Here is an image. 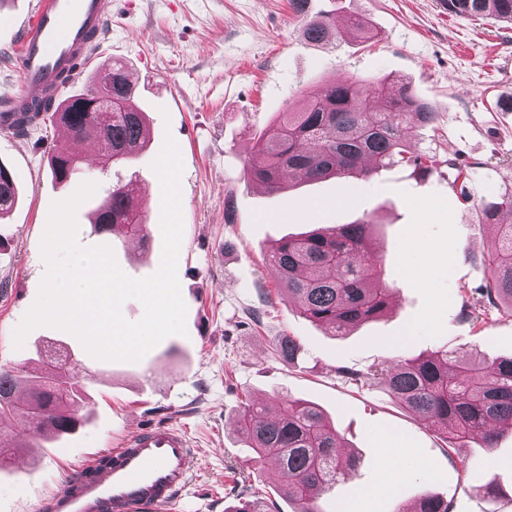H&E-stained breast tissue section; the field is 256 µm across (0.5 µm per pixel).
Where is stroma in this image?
<instances>
[{
  "instance_id": "1",
  "label": "stroma",
  "mask_w": 512,
  "mask_h": 512,
  "mask_svg": "<svg viewBox=\"0 0 512 512\" xmlns=\"http://www.w3.org/2000/svg\"><path fill=\"white\" fill-rule=\"evenodd\" d=\"M33 0H0V103L21 77L15 57ZM332 20L337 38L308 41V22ZM362 22L374 38L347 29ZM123 60L136 78L138 108L150 141L131 160L109 164L79 149L77 179L55 180L49 149L62 144L53 123L28 135L0 131V164L21 192L0 217V367H38L43 350L72 345L90 380L80 413L85 425L27 456L26 466L0 468V512H46L63 478L98 451L115 448L141 425L184 427L197 458L181 512H224L236 498L260 493L276 512H298L276 488L272 463H258L237 433L245 400L278 409L279 397L317 405L335 424L356 466L316 499L317 512H412L432 494L453 512H512V432L494 447L480 438L451 446L372 384L354 385L338 372L367 370L385 360L439 348L477 353L491 363L512 356V315H463L489 269L481 261L495 237L478 223L481 199L512 193V26L440 10L436 0H112V21L76 88L96 67ZM353 77L405 82L440 113L435 128L412 130V151L432 149L444 167L425 177L395 167L363 177L297 182L264 192L246 161L256 139L280 112L322 84ZM183 160L184 233L177 274L187 305L186 335L165 338L136 362L88 355L72 334L31 331L22 348L13 330L35 301L46 265L40 252L52 202L80 183L98 188L76 212L78 241L110 246L129 276L153 274L162 258L161 188L151 164L166 135ZM468 178L454 182L453 168ZM143 196L149 240L95 233L93 210L115 183ZM368 221L394 288L379 319L335 336L288 302L267 263L279 240L321 227ZM300 344L294 363L274 354L280 337ZM406 449L393 470L385 451ZM495 475L497 489L476 488Z\"/></svg>"
}]
</instances>
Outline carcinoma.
<instances>
[{
	"label": "carcinoma",
	"instance_id": "carcinoma-1",
	"mask_svg": "<svg viewBox=\"0 0 512 512\" xmlns=\"http://www.w3.org/2000/svg\"><path fill=\"white\" fill-rule=\"evenodd\" d=\"M448 12L464 18L489 17L512 24V0H445ZM333 35L327 21H312L305 37L323 43ZM112 75L107 94H100L102 74ZM120 60L99 70L93 82L50 108L52 101L34 103L16 114L13 133L26 135L37 125L62 117L88 146L101 139L112 142V162H124L141 150L149 137L144 115L134 105L135 90ZM437 108L419 98L403 83L394 89L382 80L364 83L353 78L328 83L303 99L295 110L283 113L258 141L248 157L251 178L270 192L288 189L295 179L320 181L349 176L367 177L394 166L413 168L423 177L441 161L428 152L413 153L406 140L415 128L434 127ZM49 164L56 179L78 173L80 159L66 148L53 146ZM18 189L11 173L0 165V215L12 209ZM512 213V194L481 206L478 223L496 226V240L482 261L490 277L478 306L467 305L464 316L481 315L480 308L503 305L512 314V224L502 220ZM94 231L119 234L144 242L148 225L141 202L129 185L115 184L99 203L92 222ZM270 265L288 301L309 320L344 336L356 326L381 317L389 306L391 289L382 277L377 243L366 221L317 229L302 238L282 240L273 249ZM299 344L284 336L275 352L285 363L294 362ZM338 372L355 384H381L409 413L426 425L449 432L454 443L482 434L491 448L498 428L512 429V356L492 364L475 357L437 350L424 358L392 360L358 372L341 367ZM71 367L46 366L35 372L0 368V425L24 420L30 413L29 441H6L0 436V454L14 455L50 437L59 421L80 420L78 383L63 375ZM42 380L24 400L13 391L32 378ZM239 432L256 457L270 460L283 475L278 492L302 505L301 512H315L311 504L343 478L356 463L341 456L342 437L314 405L288 400L276 415L254 402L238 413ZM233 512H271L268 501L246 499ZM417 512H450L443 499L426 495Z\"/></svg>",
	"mask_w": 512,
	"mask_h": 512
}]
</instances>
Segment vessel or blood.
Returning a JSON list of instances; mask_svg holds the SVG:
<instances>
[{"label": "vessel or blood", "mask_w": 512, "mask_h": 512, "mask_svg": "<svg viewBox=\"0 0 512 512\" xmlns=\"http://www.w3.org/2000/svg\"><path fill=\"white\" fill-rule=\"evenodd\" d=\"M112 19V0H37L19 44L21 93L0 107V129L13 112L76 79ZM195 450L178 425H149L93 454L47 500L50 512H172L188 489Z\"/></svg>", "instance_id": "vessel-or-blood-1"}]
</instances>
